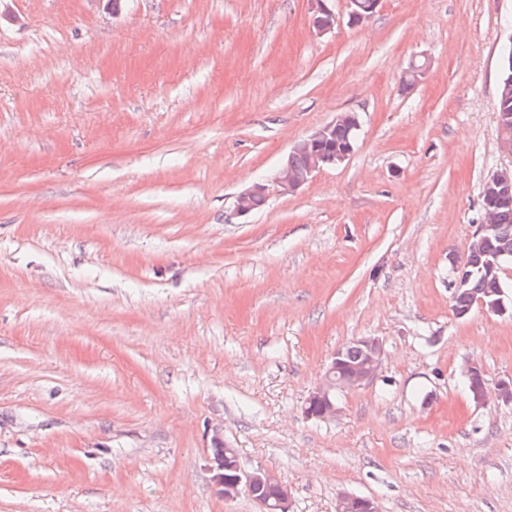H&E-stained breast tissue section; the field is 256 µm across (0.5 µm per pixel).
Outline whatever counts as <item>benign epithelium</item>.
Returning <instances> with one entry per match:
<instances>
[{"instance_id": "benign-epithelium-1", "label": "benign epithelium", "mask_w": 512, "mask_h": 512, "mask_svg": "<svg viewBox=\"0 0 512 512\" xmlns=\"http://www.w3.org/2000/svg\"><path fill=\"white\" fill-rule=\"evenodd\" d=\"M315 4L313 28L326 34L336 27V14L327 6V0H313ZM381 0H348V24L354 26L371 19L378 11ZM336 120L315 129L310 135L299 140L290 153L307 152L313 163L302 175L295 174L288 161L278 168L272 184L255 183L240 192L236 198L235 211L245 216L253 211L251 199L256 195L269 197L270 186L277 187L281 193H293L308 183L315 174L323 169L324 147L336 125ZM485 191L490 196H508L512 194V174L501 171L485 181ZM357 353L353 360L347 359L345 349ZM385 355L383 342L372 336L355 339L345 348L336 350L327 367L323 381L309 395L304 406L308 418L325 419L336 414V392L358 388L373 381L381 368ZM212 443L223 448V453L211 457L212 468L220 493L224 499L231 500L241 492H246L260 505L261 512H288V494L273 474L261 469L247 472L241 466L236 448L224 441L221 433H215ZM336 512H380L377 502L368 497L345 495L339 499Z\"/></svg>"}]
</instances>
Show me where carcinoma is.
<instances>
[{"mask_svg": "<svg viewBox=\"0 0 512 512\" xmlns=\"http://www.w3.org/2000/svg\"><path fill=\"white\" fill-rule=\"evenodd\" d=\"M497 117L507 112L512 115V45L502 53V75L494 104ZM496 231L484 239L473 238L466 244L463 264L473 272L468 285L452 291V310L458 315L472 310L478 298L491 299L504 287L503 279L482 271L489 256L499 252L503 247L512 251V199L500 201L493 208Z\"/></svg>", "mask_w": 512, "mask_h": 512, "instance_id": "cac0c4a2", "label": "carcinoma"}]
</instances>
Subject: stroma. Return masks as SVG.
<instances>
[{
    "mask_svg": "<svg viewBox=\"0 0 512 512\" xmlns=\"http://www.w3.org/2000/svg\"><path fill=\"white\" fill-rule=\"evenodd\" d=\"M0 0V512H260L224 500L214 428L289 512H512V316L452 311L512 0ZM427 57L405 90L410 62ZM351 156L236 215L337 114ZM377 377L305 417L333 353ZM327 1H312L315 4L312 24L319 34H326L336 27V14L327 6ZM381 0H349L348 23L352 26L371 19L378 11ZM256 195H262L268 199L270 195V186L266 183H255L251 187L240 192L235 202L236 214L239 216H245L250 214L252 211L263 209L267 202H265L264 199L260 197L254 199V208H252L251 199ZM336 512H380L377 502L368 497L345 495L339 499Z\"/></svg>",
    "mask_w": 512,
    "mask_h": 512,
    "instance_id": "35a3bbf8",
    "label": "stroma"
}]
</instances>
